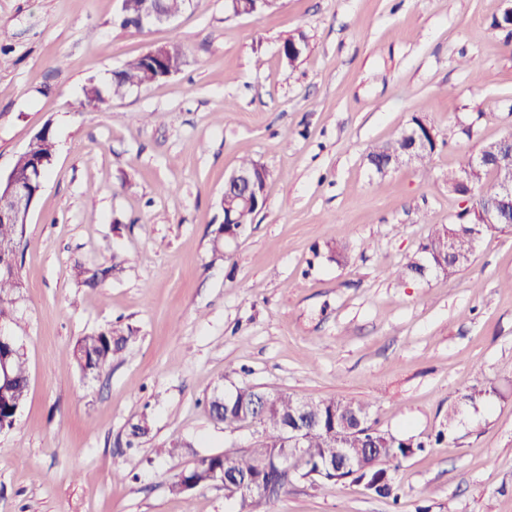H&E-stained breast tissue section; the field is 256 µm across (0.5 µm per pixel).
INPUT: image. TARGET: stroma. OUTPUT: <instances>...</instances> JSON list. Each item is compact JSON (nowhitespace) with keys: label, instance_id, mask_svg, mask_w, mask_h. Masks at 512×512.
I'll return each mask as SVG.
<instances>
[{"label":"stroma","instance_id":"1","mask_svg":"<svg viewBox=\"0 0 512 512\" xmlns=\"http://www.w3.org/2000/svg\"><path fill=\"white\" fill-rule=\"evenodd\" d=\"M504 7L279 0L235 16L193 0L140 30L119 25L121 0H0V172L43 127L55 141L19 247L11 330L29 388L0 431V512H239L221 485H170L253 443L255 426L208 412L214 389L243 385L361 401L394 434L451 431L389 462L396 499L296 479L268 512H512V234H487L455 278L397 277L464 206L449 172L512 135V33L492 24ZM299 34L291 63L280 48ZM173 44L177 74L86 103L89 84ZM417 116L436 135L427 165L377 173L370 145ZM245 157L268 172L266 201L216 260L224 180ZM116 322L133 340L84 377L72 347ZM177 438L190 447L156 456Z\"/></svg>","mask_w":512,"mask_h":512}]
</instances>
